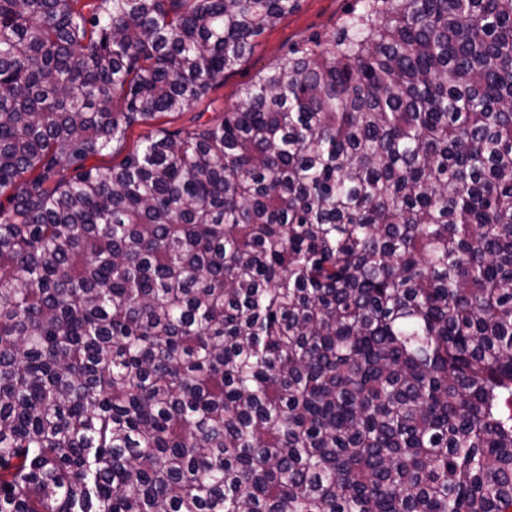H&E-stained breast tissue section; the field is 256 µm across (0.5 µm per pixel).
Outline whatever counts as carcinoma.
<instances>
[{"instance_id":"cac0c4a2","label":"carcinoma","mask_w":512,"mask_h":512,"mask_svg":"<svg viewBox=\"0 0 512 512\" xmlns=\"http://www.w3.org/2000/svg\"><path fill=\"white\" fill-rule=\"evenodd\" d=\"M298 5L0 0V512H512V0L124 152Z\"/></svg>"}]
</instances>
